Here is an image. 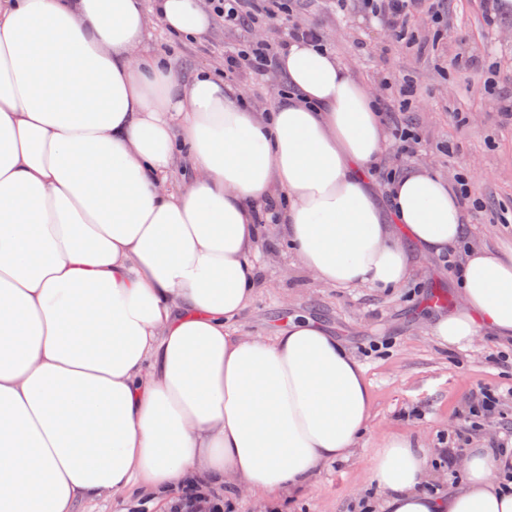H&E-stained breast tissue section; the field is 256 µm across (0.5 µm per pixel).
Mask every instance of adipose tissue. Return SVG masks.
<instances>
[{
  "instance_id": "ef3b65f1",
  "label": "adipose tissue",
  "mask_w": 512,
  "mask_h": 512,
  "mask_svg": "<svg viewBox=\"0 0 512 512\" xmlns=\"http://www.w3.org/2000/svg\"><path fill=\"white\" fill-rule=\"evenodd\" d=\"M152 17L180 39L213 23L200 0H0V512L155 497L201 471L276 493L356 447L372 395L339 339L298 314L270 339L232 332L271 198L287 248L337 288L404 287L417 255L467 237L440 175L376 192L379 105L331 52L291 43L288 92L259 112L146 50ZM180 161L195 176L167 189ZM453 281L437 341L512 339V258L469 247ZM461 466L429 494L427 450L391 437L369 480L382 512H512L502 457Z\"/></svg>"
}]
</instances>
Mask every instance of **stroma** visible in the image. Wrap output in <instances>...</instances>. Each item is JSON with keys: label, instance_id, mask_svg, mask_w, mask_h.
<instances>
[{"label": "stroma", "instance_id": "obj_1", "mask_svg": "<svg viewBox=\"0 0 512 512\" xmlns=\"http://www.w3.org/2000/svg\"><path fill=\"white\" fill-rule=\"evenodd\" d=\"M491 0H444L445 19L434 24L415 9L404 39L362 6L340 11L336 0H288V24L271 22L246 31L214 21L200 39L171 40L150 21L147 46L164 55L171 68L188 77L201 67L224 70L225 49L246 41L284 42L289 24L319 30L328 48L378 101L408 97L399 113L418 128L421 140L402 156L386 147L382 164L401 170L422 166L448 179L465 175L480 209L468 210L472 244L512 256V121L501 106L512 97V17L488 25ZM495 84L486 93V81ZM258 110L276 102L283 85L279 72L229 76ZM257 261L251 306L237 320L241 335H274L291 314L327 327L361 362L371 385L369 428L346 459L327 464L308 485L269 495L234 490L209 478L224 512H359L361 499L375 495L368 475L373 451L387 437L404 434L422 447L439 450L464 436L465 448H482L512 428V347L482 331L472 346L437 344L428 325L440 309L431 296L458 301L452 275L442 259L421 260L407 287L379 290L324 285L286 252L278 227L268 223ZM500 389L495 418L477 429L465 413L477 386Z\"/></svg>", "mask_w": 512, "mask_h": 512}]
</instances>
